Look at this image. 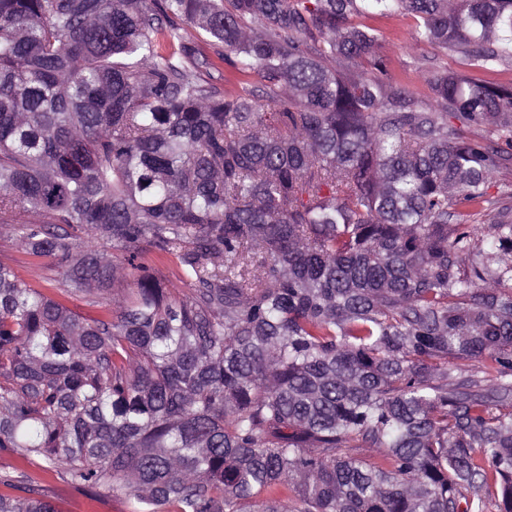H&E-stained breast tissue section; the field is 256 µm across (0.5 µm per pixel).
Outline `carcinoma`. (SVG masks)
I'll use <instances>...</instances> for the list:
<instances>
[{"label": "carcinoma", "instance_id": "1", "mask_svg": "<svg viewBox=\"0 0 512 512\" xmlns=\"http://www.w3.org/2000/svg\"><path fill=\"white\" fill-rule=\"evenodd\" d=\"M372 11L512 66V0H0V512H512V82ZM376 30L379 37L378 52L389 60L392 77L420 97L430 94L428 78L444 64L455 70L467 72L477 78H494L500 82L512 79V66L490 75L451 57L448 50L426 43H416L412 32L416 20L410 15L366 16L353 19ZM0 261L17 267L24 277L44 290L53 288L59 269L48 259L32 260L20 250L12 237L0 230ZM50 494L61 506L62 512H132V505L125 496L118 494L106 496L102 503L89 505L85 499L62 480L48 473H43L37 464L28 466Z\"/></svg>", "mask_w": 512, "mask_h": 512}]
</instances>
